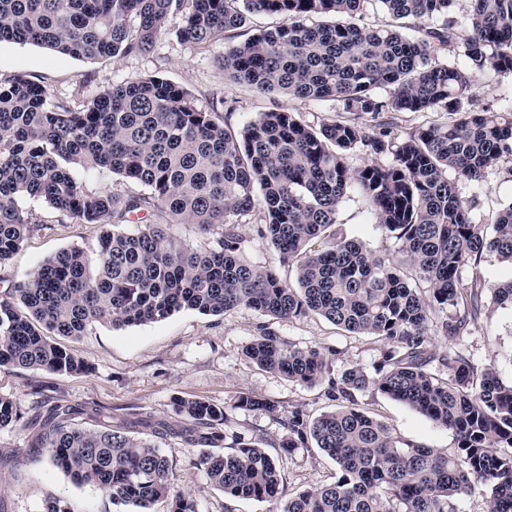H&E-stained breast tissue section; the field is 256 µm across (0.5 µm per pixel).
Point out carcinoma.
Returning <instances> with one entry per match:
<instances>
[{
	"instance_id": "carcinoma-1",
	"label": "carcinoma",
	"mask_w": 512,
	"mask_h": 512,
	"mask_svg": "<svg viewBox=\"0 0 512 512\" xmlns=\"http://www.w3.org/2000/svg\"><path fill=\"white\" fill-rule=\"evenodd\" d=\"M372 1L390 18L383 28L361 23ZM452 2L0 0V41L86 59L150 51L173 13L182 16L178 38L197 45L251 14L277 15L276 27L224 48L227 77L263 93L336 101L344 112L448 113V122L401 137L350 120L315 128L279 110L237 134L217 107L198 108L187 89L158 74L108 85L80 110L53 102L47 86L22 74L0 77V265L33 231L21 196L107 227L94 252L64 249L0 295V367L84 372L50 337L77 338L94 323H156L182 309L217 316L247 308L280 320L314 313L384 339L389 348L375 374L358 365L335 374L332 352L262 327L245 357L299 385H323L340 405L314 418L299 405L248 395L236 406L277 423L284 453L315 444L335 461L336 481L284 500L277 460L241 439L227 453L202 454L194 468L226 498L267 502L269 512H458L459 498L477 489L486 512H512V384L460 348L485 293L512 308V279L489 285L476 273L486 252L512 264V202L488 226L457 193L460 181L480 188L488 169L512 166V103L499 112L476 103L481 74H512V0H469L462 35ZM314 16L326 21L314 24ZM456 40L466 69L439 61ZM358 152L390 161L352 168L349 155ZM74 166L108 171L141 191L88 192L72 178ZM353 186L414 277L339 228L338 208ZM157 210L166 223L133 225ZM252 215L294 281L242 257L239 229ZM176 224L197 225L212 245H183L172 235ZM437 312L448 340L442 353L431 341ZM370 388L452 431L454 446L425 448L393 435L357 403ZM173 409L200 428L193 442L209 449L226 440L223 407L176 398ZM23 423L21 409L0 398V431ZM36 443L52 466L105 491L117 507L153 512L169 498L170 512H197L176 490L168 457L146 440L76 427L57 408Z\"/></svg>"
}]
</instances>
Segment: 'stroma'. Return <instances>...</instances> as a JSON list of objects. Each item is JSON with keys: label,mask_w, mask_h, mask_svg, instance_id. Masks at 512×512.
I'll list each match as a JSON object with an SVG mask.
<instances>
[{"label": "stroma", "mask_w": 512, "mask_h": 512, "mask_svg": "<svg viewBox=\"0 0 512 512\" xmlns=\"http://www.w3.org/2000/svg\"><path fill=\"white\" fill-rule=\"evenodd\" d=\"M279 22L273 15L254 14L245 26L225 32L223 39L194 45L177 39L182 20L174 14L168 20L167 33L150 53L92 60L30 43L1 41L0 75L24 74L50 86L60 103L76 108L103 86L158 74L187 89L200 108H209L213 97L223 98L224 123L237 133L259 113L275 110L291 112L313 127L341 119L336 102L260 94L225 78L220 66L225 46L243 43L257 30ZM447 120L444 112H383L357 118L364 126L391 128L397 136ZM457 189L476 221L491 223L502 206L512 201V170L504 165L490 168L482 188L462 181ZM18 203L37 229L12 259L0 266V294L61 250L79 247L94 251L102 233L99 225L74 223L43 200L24 196ZM337 221L348 238L374 253L396 256L395 238L376 223L358 191L346 195ZM263 326L287 341L333 350L332 368L337 374L353 365L374 373L388 348L381 338L349 333L316 314L278 320L249 309L220 316L184 309L161 322L121 329L93 324L79 338L62 341L87 364L86 372L0 368V398L14 401L30 421L26 431H0V512H44L52 499L63 501L69 512H116L105 492L74 484L49 464L46 449L35 447L38 424L56 405L72 408L73 422L82 427L118 429L162 448L177 475L178 489L195 501L198 512H268V504L262 502L226 501L223 492L194 468L203 449L189 441L186 421L172 410L174 399H203L224 407L229 439L272 442L281 433L279 425L261 412L238 409L241 394L284 406L299 404L313 417L336 409V402L324 396L322 386L298 385L246 359L245 346ZM462 344L473 362L495 365L503 383H512L511 309L486 304ZM357 399L402 440L428 448L454 444L451 431L376 390L358 394ZM279 466L283 492L288 496L333 483L337 476L334 461L313 446L280 456Z\"/></svg>", "instance_id": "obj_1"}]
</instances>
